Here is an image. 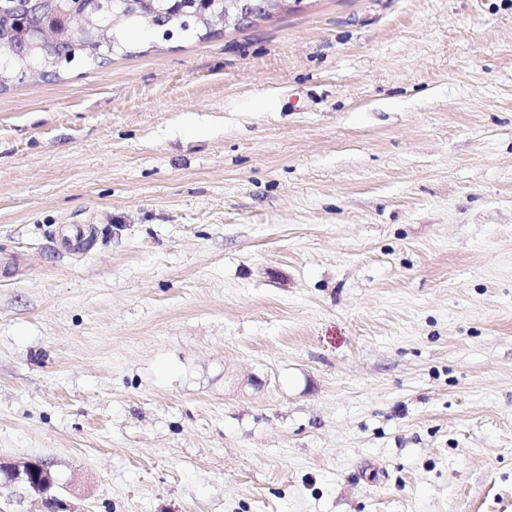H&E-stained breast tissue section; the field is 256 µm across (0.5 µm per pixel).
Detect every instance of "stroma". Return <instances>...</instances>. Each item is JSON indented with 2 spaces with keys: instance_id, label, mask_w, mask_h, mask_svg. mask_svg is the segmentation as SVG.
<instances>
[{
  "instance_id": "stroma-1",
  "label": "stroma",
  "mask_w": 512,
  "mask_h": 512,
  "mask_svg": "<svg viewBox=\"0 0 512 512\" xmlns=\"http://www.w3.org/2000/svg\"><path fill=\"white\" fill-rule=\"evenodd\" d=\"M0 247V512H512V0L12 80ZM13 477V481L19 480L26 484L35 494L44 495L55 484V478L51 471L40 461H25L20 464L4 466Z\"/></svg>"
}]
</instances>
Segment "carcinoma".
<instances>
[{
	"instance_id": "cac0c4a2",
	"label": "carcinoma",
	"mask_w": 512,
	"mask_h": 512,
	"mask_svg": "<svg viewBox=\"0 0 512 512\" xmlns=\"http://www.w3.org/2000/svg\"><path fill=\"white\" fill-rule=\"evenodd\" d=\"M71 7L67 0H33L29 6L31 25L53 22L57 26L66 23ZM101 25L105 30L94 38L73 35L61 39L50 50L33 48L26 56H13L0 47V75L8 78L27 75H54L64 64H101L109 57L125 52L126 35L138 30L147 36L169 41L178 38L205 40L213 36L212 20L224 15V0H206L199 5L194 0H184L177 15L165 20L168 12L166 0H144L133 10H127L123 0H96L93 3ZM21 16L15 10L13 0H0V33L17 42L27 38L25 28L19 23Z\"/></svg>"
}]
</instances>
